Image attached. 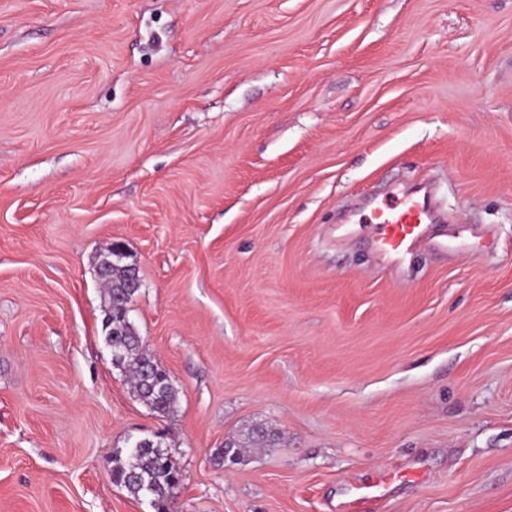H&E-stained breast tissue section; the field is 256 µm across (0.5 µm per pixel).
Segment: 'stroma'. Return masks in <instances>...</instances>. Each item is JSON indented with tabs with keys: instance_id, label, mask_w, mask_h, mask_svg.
Wrapping results in <instances>:
<instances>
[{
	"instance_id": "stroma-1",
	"label": "stroma",
	"mask_w": 512,
	"mask_h": 512,
	"mask_svg": "<svg viewBox=\"0 0 512 512\" xmlns=\"http://www.w3.org/2000/svg\"><path fill=\"white\" fill-rule=\"evenodd\" d=\"M427 179L392 265L370 203ZM154 435L177 512H512V0H0V512H154ZM126 264L112 265V269L99 273L107 293V309L103 319L105 340L111 347H118L119 355L112 358L116 366H122L128 372L131 386L137 397L159 417H168L174 413L178 401V392L165 376L161 363L144 347L134 326L124 327V318L131 311V302L139 288L136 285V272L128 271ZM130 302V303H129ZM149 440H138L141 445L133 444L125 459L113 460L112 480L134 497L149 496L155 512H169L179 466L168 450L158 453L163 448L161 441H154L158 448H152Z\"/></svg>"
}]
</instances>
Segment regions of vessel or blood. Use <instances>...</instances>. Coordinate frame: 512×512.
Masks as SVG:
<instances>
[{"mask_svg": "<svg viewBox=\"0 0 512 512\" xmlns=\"http://www.w3.org/2000/svg\"><path fill=\"white\" fill-rule=\"evenodd\" d=\"M372 220L380 231L378 249L394 260H402L410 247L435 223V213L428 194L404 190L381 199L375 207Z\"/></svg>", "mask_w": 512, "mask_h": 512, "instance_id": "vessel-or-blood-1", "label": "vessel or blood"}]
</instances>
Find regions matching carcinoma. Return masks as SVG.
Masks as SVG:
<instances>
[{
	"mask_svg": "<svg viewBox=\"0 0 512 512\" xmlns=\"http://www.w3.org/2000/svg\"><path fill=\"white\" fill-rule=\"evenodd\" d=\"M99 278L106 284L107 293L103 319L105 340L119 350L114 364L128 372L134 392L153 414L170 416L175 411L178 392L165 376L161 363L145 349L135 327H124L121 317V307L137 293L136 275L123 265L114 264ZM248 439L255 446L271 447L276 435L261 428L252 431ZM178 472L179 466L169 452L158 453L144 439L140 446L130 447L126 458L113 460L112 480L135 497H150L155 512H168Z\"/></svg>",
	"mask_w": 512,
	"mask_h": 512,
	"instance_id": "cac0c4a2",
	"label": "carcinoma"
}]
</instances>
